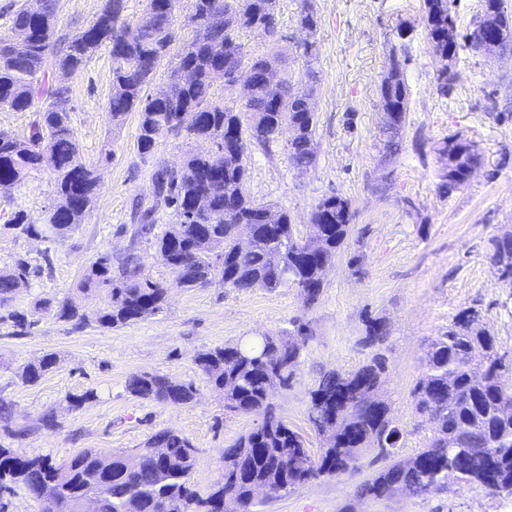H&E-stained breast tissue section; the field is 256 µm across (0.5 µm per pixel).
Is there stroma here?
<instances>
[{
  "label": "stroma",
  "mask_w": 512,
  "mask_h": 512,
  "mask_svg": "<svg viewBox=\"0 0 512 512\" xmlns=\"http://www.w3.org/2000/svg\"><path fill=\"white\" fill-rule=\"evenodd\" d=\"M301 2L278 0L277 43L256 32L243 41L254 54L278 51L295 73L304 67L303 43L315 41L317 160L301 170L289 162L284 144L268 152L250 146L249 188L257 201L287 210L301 230L322 198L337 193L350 199L354 232L329 268L318 303L306 305L292 287L181 288L144 243L137 250L144 275L168 289L158 314L121 328L92 322L75 330L43 308L46 299H68L92 314L104 307V293L78 290L87 268L102 253L116 260L125 255L130 239L118 228L132 224L135 204H153L154 169L161 163L180 166L194 147L165 131L152 155H140L134 113L112 130L104 112L112 63L108 50L100 49L80 73L58 77L70 90L80 157L100 178L93 209L62 241L0 232V267L19 254L34 263L46 256L52 262L49 274L13 295L11 310L27 320L22 335L0 324V396L12 403L16 423L33 428L22 444L27 454L56 460L85 448L131 454L155 431L168 429L198 448L192 481L208 492L224 473L225 446L259 419L225 410L223 394L198 369L197 354L263 334L291 336L303 323L308 335L296 380L274 396L279 415L303 435L312 455H319L322 439L307 420L310 391L324 373L356 371L381 353L386 372L380 397L401 430L397 452L406 458L424 448L434 430L428 417L417 413L413 398L426 340L472 307L496 336L499 353L512 358V288L488 260L492 239L512 230V53L490 61L460 51L456 79L443 96L436 90L442 61L422 24L423 0H311L317 17L311 33L297 22ZM403 27L409 30L404 38ZM398 50L407 57L410 99L400 149L391 156L382 133L379 85ZM450 137L474 142L482 164L465 187L444 192L439 183L447 161L438 147ZM53 201L54 174L45 167L11 195H0V214L22 210L37 222ZM369 316L386 327L385 341L375 348L362 341ZM47 353L57 358L54 368L37 383H24L23 366ZM143 372L194 382L197 395L180 406L137 399L126 384ZM90 388L96 399L72 408L70 397ZM48 410L56 415V427L37 428ZM384 464L376 450L366 451L356 472L321 475L285 497L260 498L254 512H343L348 504L355 512H512V498L467 484L418 496H358V485Z\"/></svg>",
  "instance_id": "1"
}]
</instances>
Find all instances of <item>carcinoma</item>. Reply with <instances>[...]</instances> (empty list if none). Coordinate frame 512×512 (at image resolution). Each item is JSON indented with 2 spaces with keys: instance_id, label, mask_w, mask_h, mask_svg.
Listing matches in <instances>:
<instances>
[{
  "instance_id": "cac0c4a2",
  "label": "carcinoma",
  "mask_w": 512,
  "mask_h": 512,
  "mask_svg": "<svg viewBox=\"0 0 512 512\" xmlns=\"http://www.w3.org/2000/svg\"><path fill=\"white\" fill-rule=\"evenodd\" d=\"M190 2L183 25L192 29V37L180 44V0H146L149 27L133 41L122 36L128 26L127 0H104L93 23L66 33L58 27V0H24L13 11L14 35L0 37V108L28 112L37 101L42 106L33 112L26 136L0 131V194L11 193L41 169L48 154L56 203L45 210L39 224L16 211L4 227L27 237L62 240L78 229L91 209L98 175L79 157L69 89L54 80L53 71L75 74L106 45L112 58V94L106 107L112 128H121L130 113H137V148L145 157L154 151L156 129L166 124L177 135L210 145L207 151L188 154L176 169L156 167L155 201L137 212L132 243L150 241L175 280L187 289L216 282L238 291L295 287L305 303L313 305L324 288V265L335 260L352 235L351 203L338 194L321 199L303 235L285 210L278 211L277 223L269 224L266 215L272 206L249 194L247 151L254 143L270 150L282 128L291 125L295 135L286 145L291 164L307 169L316 162V116L307 107L320 82L315 45H304L306 67L297 88L279 55L250 54L241 42L246 32L274 39L277 0ZM453 4L454 0H424L423 24L441 58L448 54ZM490 21L512 32V13L504 0H485L480 19L463 35L470 48L484 49ZM166 59L171 63L167 81L146 92ZM226 66L254 73L248 99L237 111L214 98ZM380 99L386 149L393 153L398 147L395 136L409 111L403 62L395 54L382 77ZM457 147V153L446 154L448 165L440 175L443 189L465 186L471 168L480 161L465 143ZM204 176L213 184L201 201L198 186ZM161 205L172 210L175 222L158 232L155 214ZM238 224L253 227L246 248L239 244ZM489 261L500 278L512 283L511 231L492 240ZM40 273L42 267L21 257L0 267V309L9 305L19 283ZM79 287L105 291L106 306L95 320L110 329L156 315L166 299V288L142 276L133 253L124 258L117 278L112 277V255L101 254ZM54 315L77 329L89 321L86 312L69 300L58 302ZM470 317L468 309L459 312L424 352L416 410L435 424L433 437L413 456L393 459L365 479L359 494L384 499L399 489L409 495L441 490L451 481L487 487L512 483V392L498 385L506 364L497 338L483 325L475 324L466 334L459 330ZM385 336L381 321L366 320L365 345L380 344ZM300 350L296 341L270 336L264 342L204 350L195 358L208 382L224 392L227 411L260 419L224 448V470L241 473L235 494L248 510L254 507L251 493L257 484L270 487L272 497H282L319 475L355 470L370 448L393 454L401 437L389 407L374 398L386 369L384 357L376 354L355 372L323 374L311 391L308 421L315 431L321 435L336 423L335 434L323 440L319 458L313 459L303 436L276 413L273 403L275 393L288 389L295 379ZM55 364V355L45 354L27 364L21 378L35 384ZM127 391L136 398L173 405L189 404L197 394L191 382L147 372L131 376ZM0 430L18 443L30 435L28 427L15 423L12 404L2 397ZM143 451L134 460L123 453L106 456L86 448L57 462L0 445V487L13 493L24 490L38 501L44 489L54 485L50 512H76L86 497L97 500L99 512H218L215 500L224 489L217 485L203 497L194 488L191 476L199 457L188 438L160 430L148 438Z\"/></svg>"
}]
</instances>
